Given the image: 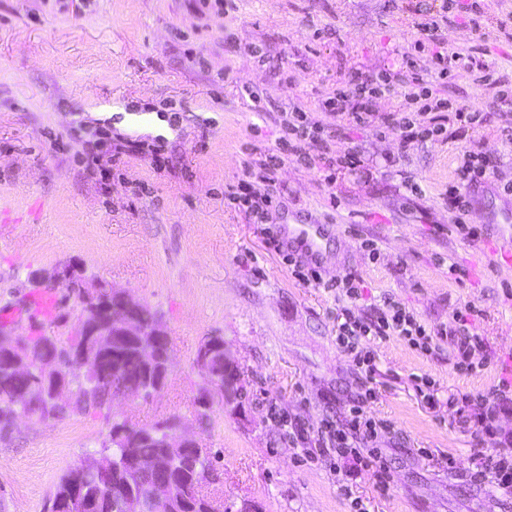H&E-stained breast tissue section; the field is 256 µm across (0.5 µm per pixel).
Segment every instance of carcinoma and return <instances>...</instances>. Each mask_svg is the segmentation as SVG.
Segmentation results:
<instances>
[{
  "instance_id": "1",
  "label": "carcinoma",
  "mask_w": 512,
  "mask_h": 512,
  "mask_svg": "<svg viewBox=\"0 0 512 512\" xmlns=\"http://www.w3.org/2000/svg\"><path fill=\"white\" fill-rule=\"evenodd\" d=\"M10 341L38 347L46 345L47 353L59 363L68 361L71 352L81 350L97 361L98 372L77 379L75 397L66 402L53 399L43 401L41 414L63 418L70 414L91 409L111 408L112 400L122 385L144 388L149 396L160 389V364L152 353H142L132 337H122L115 343L102 345L98 341L85 342L80 337L50 339L44 335L28 339L10 338ZM230 362L224 352V339H219L210 360V371L222 378L219 394L229 385ZM38 377L36 369L16 371L8 361H0V431L7 429L15 414L25 410L18 398L28 393ZM128 418L112 422L110 437L99 450V462L87 468L69 470L57 485L53 512H124L123 505L130 498H137L149 488L164 483L174 488L171 505L173 512H209L207 499L211 497L205 485L220 482V476L208 452L199 455L191 448H167V430L177 424V418L157 422L154 425H133L136 439L121 436L127 428ZM171 456L179 464L169 468L143 469L132 461L158 460ZM83 492L80 504L71 498L74 488Z\"/></svg>"
}]
</instances>
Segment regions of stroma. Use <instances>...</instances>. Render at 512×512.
Here are the masks:
<instances>
[{"label": "stroma", "instance_id": "1", "mask_svg": "<svg viewBox=\"0 0 512 512\" xmlns=\"http://www.w3.org/2000/svg\"><path fill=\"white\" fill-rule=\"evenodd\" d=\"M483 8L485 34L461 12L448 42L481 48L512 93V40L493 30L512 0ZM413 21L408 0H237L226 16L200 11L197 0H0V326L30 335L26 307L41 278L52 283L46 331L73 334L80 305L52 282L69 265L156 313L172 359L152 397L27 416L0 435L9 512H50L61 477L99 449L115 415L141 424L178 416L210 449L221 477L213 490L233 512L246 500L260 512H350L333 458L303 459L269 413L282 408L310 430L360 392L361 375L336 346L342 302L328 286L347 275L363 284L366 304L390 297L430 325L463 312L485 343L467 369L396 337L373 343L378 398L366 413L391 426L383 448L392 481L379 495L362 470L352 494L368 512H512V494L468 481L479 448L460 415L461 395L512 385V241L492 222L512 193L494 173L466 188L461 225L443 201L472 146L512 163L500 135L507 104L463 73L442 92L483 112L474 130L451 123L444 136L404 147L374 124L348 122L333 127L327 156L279 168L285 199L263 224L224 198L246 160L276 151L278 106L311 105L362 74L399 69ZM198 51L204 64L190 58ZM155 111L177 118L164 134L163 169L116 155L111 142L109 179L81 164L96 123L148 141L156 133L139 117ZM355 149L364 166L327 183V158ZM290 223L324 225L323 284L299 281L267 247L266 229ZM366 238L376 259L360 246ZM210 336L223 338L233 377L203 414L197 400L208 385L193 360ZM425 375L430 400L414 382Z\"/></svg>", "mask_w": 512, "mask_h": 512}]
</instances>
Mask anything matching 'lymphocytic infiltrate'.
<instances>
[{
    "mask_svg": "<svg viewBox=\"0 0 512 512\" xmlns=\"http://www.w3.org/2000/svg\"><path fill=\"white\" fill-rule=\"evenodd\" d=\"M414 13L419 37L414 43L413 53L404 54L402 70L388 71L362 81L355 89L339 87L324 94L317 103L316 116H309L302 106L295 103L280 113L279 121L288 154L306 157L311 152L322 151L325 147L324 131L332 119L377 122L380 133L397 136L404 145L442 135L451 119L464 128L482 123L480 111L463 105L453 106L451 100L433 91L432 84L447 80L454 66L478 74L480 82L491 87L499 86L500 78L496 77L489 63L460 51H449L445 38L448 16L431 15L420 2L416 4ZM425 51L431 55V65L427 68L418 63L419 53ZM385 93L401 97L399 109L380 116L373 115L368 108L370 100ZM281 163V157L274 154L247 161L236 181L225 185V197L245 214L263 219L270 209L281 203L279 195L273 192ZM488 166L489 162L482 153L471 150L465 154L457 170L456 181L448 185L445 200L449 211L459 213L465 210L467 202L462 193L463 187L481 184ZM260 182L267 185V193L257 191L256 185ZM341 292L347 303L342 306L336 325V344L364 374H371L374 370L372 343L390 336L399 337L430 357L438 355L443 338H451L454 356L461 363L484 347L483 338L468 329L464 314H455L448 323L430 328L414 313L391 301L384 302L382 307L373 311H365L359 304L360 288L352 277L342 279ZM376 398L374 389H365L344 411L342 418H325L313 431L294 428L289 438L300 446L303 457L335 455L336 472L341 483H348L354 472L366 469L371 471L376 488L387 492L391 484V470L381 443L389 427L383 421L367 417L365 412L367 404ZM473 406V413L467 416L473 435L480 444L492 448L491 454L478 465L476 475L481 482L489 481L498 489L511 492L512 439L500 436L494 422L498 413L512 406V389L504 384L498 385L488 393L474 397Z\"/></svg>",
    "mask_w": 512,
    "mask_h": 512,
    "instance_id": "f902f5d3",
    "label": "lymphocytic infiltrate"
}]
</instances>
